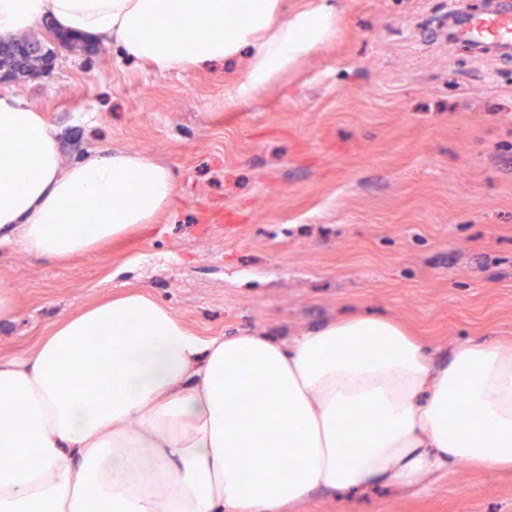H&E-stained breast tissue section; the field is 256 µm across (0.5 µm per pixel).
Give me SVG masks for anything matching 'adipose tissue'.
I'll use <instances>...</instances> for the list:
<instances>
[{
  "label": "adipose tissue",
  "instance_id": "adipose-tissue-1",
  "mask_svg": "<svg viewBox=\"0 0 512 512\" xmlns=\"http://www.w3.org/2000/svg\"><path fill=\"white\" fill-rule=\"evenodd\" d=\"M46 17L160 72L245 59L239 102L336 31L332 7L287 18L283 0H0V39ZM174 194L170 169L140 150L62 165L58 128L0 96V248L91 254L145 229ZM68 371L79 377L65 390ZM0 447L15 454L0 467V512H285L318 490L341 499L462 464L512 470V351L467 339L439 359L369 315L289 342L202 338L128 291L0 357Z\"/></svg>",
  "mask_w": 512,
  "mask_h": 512
}]
</instances>
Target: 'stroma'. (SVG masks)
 Masks as SVG:
<instances>
[{"instance_id": "35a3bbf8", "label": "stroma", "mask_w": 512, "mask_h": 512, "mask_svg": "<svg viewBox=\"0 0 512 512\" xmlns=\"http://www.w3.org/2000/svg\"><path fill=\"white\" fill-rule=\"evenodd\" d=\"M336 36L231 105L235 66L159 73L84 40L0 81L62 133L65 161L141 150L175 177L146 230L57 265L0 248L17 301L0 355L34 348L77 309L137 290L198 336L290 340L379 314L427 347L512 349V55L476 53L448 0H328ZM300 512H512V473L466 465L414 488Z\"/></svg>"}]
</instances>
